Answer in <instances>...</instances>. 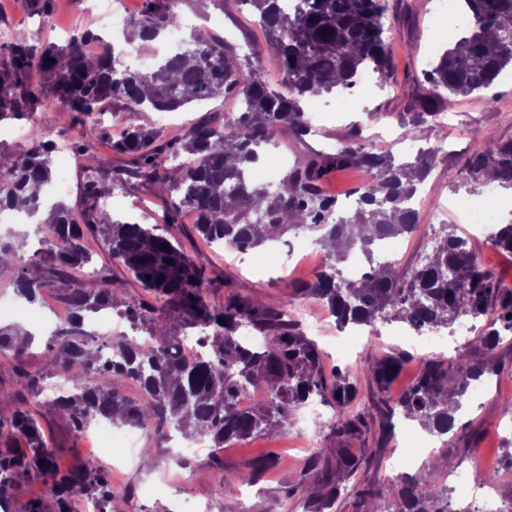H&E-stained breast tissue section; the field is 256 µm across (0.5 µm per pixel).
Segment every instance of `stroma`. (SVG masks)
Instances as JSON below:
<instances>
[{"mask_svg": "<svg viewBox=\"0 0 512 512\" xmlns=\"http://www.w3.org/2000/svg\"><path fill=\"white\" fill-rule=\"evenodd\" d=\"M411 10L406 14L387 11L386 26L389 56L398 81L397 86L381 88L378 84L365 86L353 111L342 114L333 121L320 125L319 133L296 137L286 133L280 137L279 153H268L261 163L268 166L275 178H282L295 160L326 150L338 144L353 130L370 138L378 146H392L396 155L406 156L408 142L403 141V122L409 105L414 102L421 88L418 77L427 69V47L436 39L441 24L438 17V0H408ZM97 0H82L73 5L72 0H56L50 16L32 13L21 7L19 0H0V30H10L15 38L32 44L51 39H66L74 30L96 28ZM176 9L190 28L220 33L219 19H226L236 38L246 39L255 50L266 47V38L259 25L249 14L239 12L233 0H226L223 10H216L211 0H177ZM233 97H222L193 105L178 112L168 113L165 122H158L156 113L129 112L124 107H113L102 118V133L91 140L88 150L76 157L68 174V189L62 199L68 205H80L82 187L87 177L103 179V159L111 157L110 136L122 126L141 124L162 125L165 131H173L194 122L208 112L236 111ZM450 111L455 120L448 129L431 124L426 140L434 146L440 139L448 141V155L440 161L423 184L419 197L423 229L407 238L398 258L399 266L406 267L429 253L433 246L430 215L437 209H445L446 223L456 225L459 233L468 234L469 226L459 213L456 202L464 199L480 201L483 191L471 192L462 188V164L466 156L488 150L493 141L512 140V71L508 70L489 89L460 96L451 100ZM108 211L112 216H136L138 223L158 224L162 221L163 204L154 196L148 185L133 181L113 186L108 195ZM187 249L197 262L203 263L210 274L222 280L221 288L209 291L208 302L221 307L227 295L265 299L274 298L285 307L307 306L310 313L323 314L324 304L317 298L296 293L293 282L313 277L322 263L315 257L292 268L261 267L257 253L242 254L229 248L216 249L195 239L187 242ZM343 335L330 330L328 335L317 337L316 343L323 353L325 367H339L348 371L359 386L360 393L353 411L365 421L364 433L346 441L345 446L359 462L355 482L359 487L371 488L375 503L381 504L382 512H395L396 474L390 469V461L405 447L408 437L416 432V422L395 414L392 436L388 442H380L381 399H397L415 381L418 361L422 358H445L456 353L455 342L443 339L429 345L413 346L391 336L389 327H382L379 336L362 339L347 353H340L338 345ZM406 352L411 356L390 383L385 397H378L376 387L368 379L365 367L376 354ZM496 357L504 364L499 375L486 380L477 397H464L463 411L458 422L463 427L461 435L444 438L434 454L423 456L410 469V476L424 485H445L449 470L437 469L434 459L451 460L452 469L473 472L479 469L495 474L493 483L497 498L512 501V460L504 449L505 440H512V334L507 335L496 350ZM336 411L329 405L303 407L295 415L291 427L285 430H269L252 439L225 448L223 455H211L209 449H197L191 462L178 465L175 449L160 442L149 433H141L139 446L152 449L154 466L143 470L136 462V450L117 448L113 454L124 462L122 468L112 470L108 477L112 483L113 512H172V484L185 482L189 502H208L210 512H276L286 502H302V495L285 492L287 481L311 484L315 476L308 472L307 462L311 449L303 445L304 437H311L315 445L332 448L336 438L330 425ZM42 425L62 463L74 459L91 461L94 452L88 438L69 436L63 416L53 410L43 412ZM272 456L273 464L257 477L251 492H236L227 497L218 491L221 475H243L253 472L263 456Z\"/></svg>", "mask_w": 512, "mask_h": 512, "instance_id": "obj_1", "label": "stroma"}]
</instances>
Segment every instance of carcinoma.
<instances>
[{"label":"carcinoma","mask_w":512,"mask_h":512,"mask_svg":"<svg viewBox=\"0 0 512 512\" xmlns=\"http://www.w3.org/2000/svg\"><path fill=\"white\" fill-rule=\"evenodd\" d=\"M234 2L255 17L266 35L265 51L243 62L223 37L210 34L203 39L196 30L149 73L122 66L113 43L92 29L72 34L63 44L0 40V53L8 59L0 68V122L31 119L62 106L76 113L82 126L70 141L75 154L87 150L98 117L117 102L132 112H176L226 95L236 97L238 104L229 116L205 115L175 133L128 125L112 140V152L123 158L122 165L111 168L113 179H136L150 186L165 205L162 226L109 219L101 206L108 190L97 180L84 184L80 210L27 194L31 185L50 183L56 141L45 133L34 135L22 153L0 146V207L34 216L36 229H54V240L39 242L27 256L26 234L0 226V253L18 258L14 290L19 299L34 303L53 279L72 309L71 320L54 333L45 357V368L69 377V386L48 402L39 399L40 375L30 374L22 363L30 333L19 326H0V357H12L18 372L17 407L8 416L0 415V495L25 478L40 479L47 497L32 500L28 512H75L85 498L98 500L101 512H110L112 504V486L101 469L78 459L60 469L39 421L46 408L65 416L76 438L95 422L119 420L159 439L177 433L224 448L266 430L289 428L297 409L317 398L336 404V439L362 432L361 418L347 411L359 394L349 373L335 369L326 375L317 345L271 299L229 295L222 307L209 306L206 294L216 280L183 247L181 235L248 251L304 228L318 234L325 261L311 280L293 288L320 299L341 328L398 322L418 332L427 327L451 330L462 317L485 318L483 331L456 357L420 361L412 387L395 405H386L383 416L388 420L399 408L430 434L446 436L456 427L469 383L498 373L492 359L501 336L512 332V290L500 288L496 274L478 263L470 239L454 225H439L433 253L406 271L376 265L355 282L339 274L349 253L328 249L330 241L342 239L368 257L372 246L384 239L419 232L415 199L437 164L432 149L422 148L413 160L397 164L390 149H376L356 131L336 150L299 160L275 193L245 178L282 134L308 132L307 99L350 89L366 71L381 86H395L384 39L386 6L380 0H300L290 14L280 0ZM463 2L475 23L423 72V92L404 123V136L414 142L424 139L430 122L443 111L445 95L487 89L505 69H512V0ZM173 3L144 0L127 23V39L152 42L181 26ZM91 42L99 43L100 51L85 50ZM271 58L282 68L283 89L265 78ZM352 166L366 168L371 179L354 190L355 209L343 211L336 197L323 192V183L331 173ZM463 171L468 185L491 179L512 188V141L469 155ZM187 210L196 215L188 229L182 223ZM87 233L103 238L112 260L156 304L119 300L129 280L93 266L83 244ZM489 241L512 255V223L495 225ZM167 306L187 314L182 330L168 324ZM102 310L118 311L132 333L101 343L91 337L84 326L86 316ZM244 322L265 346L239 341L236 332ZM201 327L206 329L207 356L191 363L180 360L184 330ZM73 360L81 361L90 376L68 375ZM402 361L401 355L378 356L368 362L366 372L382 391ZM126 382L140 387L142 400L122 393ZM253 386L265 388L272 398L249 410L238 408V395ZM332 455L336 482L309 490L306 512H332L342 483L358 468L348 449L336 447L317 449L309 470L323 471ZM245 480L253 476L225 475L219 491L231 496ZM397 484V512H444L439 508L442 488L423 487L410 475L399 477Z\"/></svg>","instance_id":"cac0c4a2"}]
</instances>
